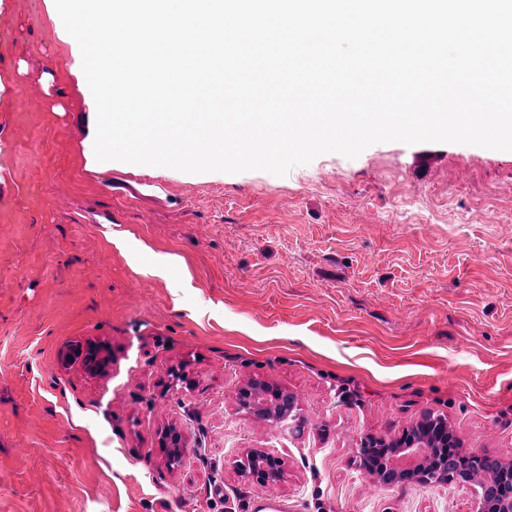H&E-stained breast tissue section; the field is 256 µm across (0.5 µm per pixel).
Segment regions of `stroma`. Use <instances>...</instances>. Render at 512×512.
<instances>
[{
	"label": "stroma",
	"mask_w": 512,
	"mask_h": 512,
	"mask_svg": "<svg viewBox=\"0 0 512 512\" xmlns=\"http://www.w3.org/2000/svg\"><path fill=\"white\" fill-rule=\"evenodd\" d=\"M51 2L0 0V512H474L475 485L385 487L358 449L434 413L512 463V152L100 172ZM256 379L300 429L241 407ZM254 448L282 481L239 475Z\"/></svg>",
	"instance_id": "1"
}]
</instances>
